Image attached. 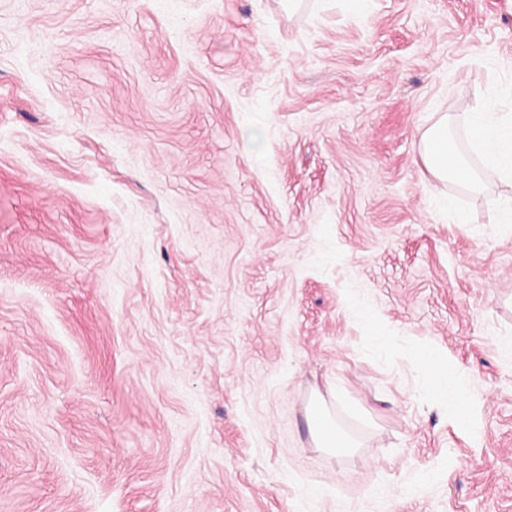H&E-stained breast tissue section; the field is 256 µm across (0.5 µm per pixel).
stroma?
I'll return each mask as SVG.
<instances>
[{"mask_svg": "<svg viewBox=\"0 0 512 512\" xmlns=\"http://www.w3.org/2000/svg\"><path fill=\"white\" fill-rule=\"evenodd\" d=\"M444 112L482 191L423 165ZM471 112L512 119V0H0V512H512ZM415 363L429 372L430 380L437 393L445 395L448 393L449 419L458 426L469 427L474 419L473 404L467 393L463 374L457 371L452 386L448 387L447 365L427 347L417 351ZM308 418L310 430L317 447L325 448L333 454H344L354 448L355 444L351 437L345 433L336 422L331 419L323 408L319 399H313L308 407ZM332 433V438L326 436V431ZM336 435L340 446L336 447Z\"/></svg>", "mask_w": 512, "mask_h": 512, "instance_id": "stroma-1", "label": "stroma"}]
</instances>
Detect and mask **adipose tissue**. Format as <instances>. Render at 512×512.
<instances>
[{
	"instance_id": "obj_1",
	"label": "adipose tissue",
	"mask_w": 512,
	"mask_h": 512,
	"mask_svg": "<svg viewBox=\"0 0 512 512\" xmlns=\"http://www.w3.org/2000/svg\"><path fill=\"white\" fill-rule=\"evenodd\" d=\"M468 128L474 151L481 154L488 166L504 177L512 176V124H500L483 112L472 113ZM422 158L425 166L438 181L453 178L468 187H477L478 178L455 142L448 136V118L440 116L422 138ZM416 364L430 374L437 393L448 397V417L458 426H470L474 419L473 404L467 393L463 374L449 376L442 359L431 349L421 348L415 355ZM310 430L317 447L329 452L346 453L353 448L351 437L342 432L325 412L320 400L308 407Z\"/></svg>"
}]
</instances>
